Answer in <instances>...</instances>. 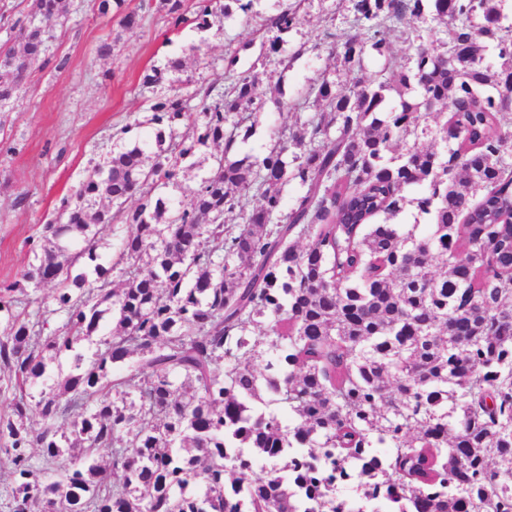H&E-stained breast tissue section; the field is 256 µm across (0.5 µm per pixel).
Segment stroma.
<instances>
[{
	"label": "stroma",
	"instance_id": "stroma-1",
	"mask_svg": "<svg viewBox=\"0 0 512 512\" xmlns=\"http://www.w3.org/2000/svg\"><path fill=\"white\" fill-rule=\"evenodd\" d=\"M68 3L66 19L46 27V67L27 74L15 96L0 107V286L20 280L33 260L30 240L40 237L62 199L111 150L114 128L145 116L154 96L141 85L146 69L184 55L179 88L188 93L222 73L227 50L240 48L242 71L260 53L252 42L253 24L238 15L214 18L206 32L189 26L176 31L155 0H131L140 22L127 29L100 17L94 0ZM349 19L346 0H305L288 46L302 45L306 51L287 71L277 56L264 58L266 82H281L289 99L325 74L349 84L350 75L336 67V49L321 40L330 26L349 32ZM104 41L113 45L107 58L97 53ZM190 44L195 52L183 54ZM310 115L307 109L287 112L264 101L256 133L243 152L263 154L275 132H297ZM53 292L50 284L27 288L18 312L46 318L48 330L61 329L65 316L54 312Z\"/></svg>",
	"mask_w": 512,
	"mask_h": 512
}]
</instances>
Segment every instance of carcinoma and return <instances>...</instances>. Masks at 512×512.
Here are the masks:
<instances>
[{"label": "carcinoma", "mask_w": 512, "mask_h": 512, "mask_svg": "<svg viewBox=\"0 0 512 512\" xmlns=\"http://www.w3.org/2000/svg\"><path fill=\"white\" fill-rule=\"evenodd\" d=\"M23 51L0 48V101L46 63L35 0ZM159 0L172 27L241 13L286 53L304 0ZM346 86L325 77L282 110L319 108L266 152L261 73L154 97L44 225L35 263L0 289V452L11 512H512V14L508 0H348ZM126 28L129 0H98ZM444 25L424 38L425 25ZM407 43L396 65L392 38ZM384 58L375 75L365 59ZM501 63H487L489 54ZM181 59L144 72L157 87ZM197 100V121L190 101ZM295 151L289 152L288 142ZM212 144L185 201L183 163ZM298 182L292 203L279 186ZM139 195L134 208L129 198ZM125 224L115 254L93 227ZM125 276L112 287L109 273ZM56 286L47 321L15 293ZM115 322L87 355L79 346ZM70 358L66 374L48 363ZM41 384L31 403L29 388ZM41 419L28 427L32 409ZM40 449L34 457L30 449Z\"/></svg>", "instance_id": "carcinoma-1"}]
</instances>
